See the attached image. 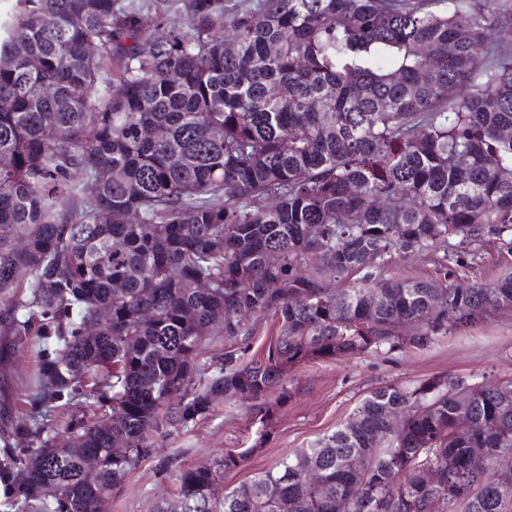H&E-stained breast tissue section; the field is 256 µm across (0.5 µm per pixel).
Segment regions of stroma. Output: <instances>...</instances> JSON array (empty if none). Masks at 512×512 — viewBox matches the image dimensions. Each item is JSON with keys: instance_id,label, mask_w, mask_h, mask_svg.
<instances>
[{"instance_id": "1", "label": "stroma", "mask_w": 512, "mask_h": 512, "mask_svg": "<svg viewBox=\"0 0 512 512\" xmlns=\"http://www.w3.org/2000/svg\"><path fill=\"white\" fill-rule=\"evenodd\" d=\"M442 255V250L433 248L398 256L383 272L388 277L431 279L439 274ZM463 261L458 273L467 283H487L512 275V255L490 234L477 243L474 255L464 256ZM54 347L53 339L21 343L0 329V437L33 428L46 415L60 429L81 417L80 408L68 397L47 406L36 399L34 379L40 356ZM443 376L467 384L512 381V312L493 315L421 350H383L292 367L287 379L296 393L274 411L272 434L261 445L256 442L261 426L248 408L217 403L214 412L191 431L157 440L149 457L109 494L108 512H154L158 501L176 499L174 473L161 469V461L197 466L211 463L227 451L249 450L247 461L224 476V487L230 490L342 427L373 390L387 385L408 387Z\"/></svg>"}]
</instances>
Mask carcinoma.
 I'll return each instance as SVG.
<instances>
[{
    "label": "carcinoma",
    "mask_w": 512,
    "mask_h": 512,
    "mask_svg": "<svg viewBox=\"0 0 512 512\" xmlns=\"http://www.w3.org/2000/svg\"><path fill=\"white\" fill-rule=\"evenodd\" d=\"M186 17L159 37L119 0L0 14V305L10 335L55 338L39 400L92 411L6 454L21 512H96L220 400L266 424L291 366L512 310V276L459 283L454 248L437 279L382 273L487 233L512 255V48L494 40L512 0H188ZM258 315L278 326L261 359L199 363L206 337L250 336ZM245 459L178 467L156 512H512V399L446 377L382 387L220 492Z\"/></svg>",
    "instance_id": "cac0c4a2"
}]
</instances>
